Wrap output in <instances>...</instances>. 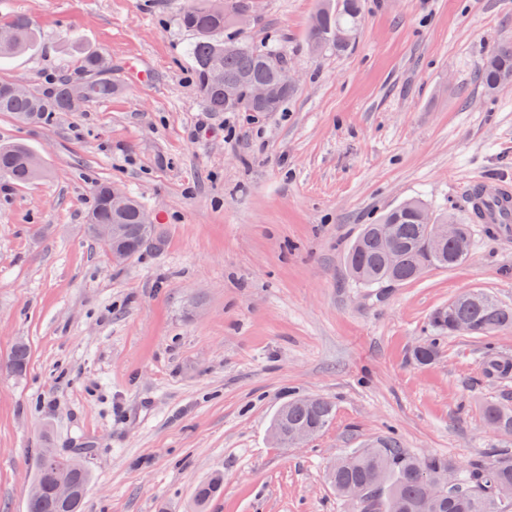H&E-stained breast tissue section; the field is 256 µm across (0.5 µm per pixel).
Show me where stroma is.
Listing matches in <instances>:
<instances>
[{"instance_id": "35a3bbf8", "label": "stroma", "mask_w": 512, "mask_h": 512, "mask_svg": "<svg viewBox=\"0 0 512 512\" xmlns=\"http://www.w3.org/2000/svg\"><path fill=\"white\" fill-rule=\"evenodd\" d=\"M189 0H0L28 17L34 50L0 78L47 87L85 53L112 66L111 99L25 126L0 143L47 175L0 176V512H26L39 449L83 454L87 512H354L326 479L343 454L387 436L459 464L512 437L487 405L512 406V330L443 339L421 365L434 310L480 289L512 305V232L475 231L451 269L383 288L355 283L345 253L362 225L411 197L465 215L475 177L512 178V85L477 79L512 35V0H364L350 52L312 55L319 0H259L245 37L281 47L297 84L283 111L211 112L179 25ZM138 196L164 244L116 263L84 233L97 184ZM25 339L24 374L4 365ZM297 396L333 401L301 445L270 441ZM480 364L484 373L491 378H503L512 375V360L496 356L493 353H486ZM224 484V476L220 472L212 474L205 482L200 484L195 494L197 511H204L210 500L220 491Z\"/></svg>"}]
</instances>
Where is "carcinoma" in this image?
<instances>
[{
  "instance_id": "obj_1",
  "label": "carcinoma",
  "mask_w": 512,
  "mask_h": 512,
  "mask_svg": "<svg viewBox=\"0 0 512 512\" xmlns=\"http://www.w3.org/2000/svg\"><path fill=\"white\" fill-rule=\"evenodd\" d=\"M256 0H228L224 13L209 7V0H192L180 15V23L191 32L193 42L188 56L193 62L195 84L207 107L213 112H260L250 105L247 96L252 82L271 80L276 68L287 63L284 52L268 46H257L240 36V29L231 15L254 10ZM362 0H321L308 27V46L312 53L331 50L343 55L350 50L362 25ZM14 34L10 42L0 43V59L25 52L37 43L36 29L24 16L15 15L0 21V30ZM99 56L84 57L81 69L63 74L49 87L30 90L25 94L11 91L13 83L0 80V112H8L17 121L42 124L58 112L70 111L74 93L81 89L85 102L107 100L118 91L112 81V70H103ZM479 79L488 90L512 83V36L497 41L479 71ZM235 86L236 103L224 104V84ZM0 175L16 183H28L45 175L41 159L20 144H0ZM109 185L95 190L94 203L87 217L86 230L94 236V224H123L126 226L124 250L135 256L147 248L162 244L159 225L139 224L138 211L143 205L131 200L122 213L112 211L104 200ZM427 206L417 198L404 200L384 215L378 224L363 225L359 235L346 253V265L352 277L367 287L399 285L411 282L423 272L435 268H452L466 261L456 246L434 245L429 239V225L419 219ZM439 224L459 225L461 235L472 241L473 224L459 221L456 214L444 212L436 217ZM383 224L394 225V243L384 248L378 238ZM466 321V334L487 338L500 331L512 329V308L500 303L490 294L469 290L438 309L433 318L436 330L450 335L457 333L454 324ZM440 352V337L436 336L414 350L421 364L433 361ZM29 351L26 342L19 340L12 348L7 369L19 374L26 369ZM484 373L491 378L512 375V360L485 354L481 359ZM335 406L325 398H297L285 404L275 417L272 428L283 440L304 431L315 436L335 419ZM484 419L499 426L503 434L512 435V408L491 404L484 410ZM327 479L336 494L348 499L349 489L358 487L367 499L356 506L359 512H505L512 497L504 499L505 489L512 491V452L495 459L475 461L466 466L453 464L441 456H416L399 446L392 437L380 440L368 448L350 453L334 461ZM446 480L445 494L431 499L425 491V481ZM91 472L83 459L64 457L53 448H43L37 455L34 474L26 493L27 512H84ZM59 483L71 488L68 499L56 491ZM224 484L223 474L216 472L200 484L195 494L198 512H203Z\"/></svg>"
}]
</instances>
